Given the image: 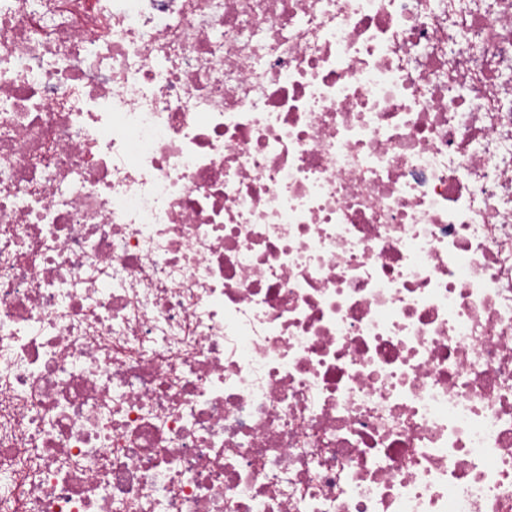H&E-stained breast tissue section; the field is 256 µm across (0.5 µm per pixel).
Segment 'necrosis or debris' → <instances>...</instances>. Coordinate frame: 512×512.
I'll list each match as a JSON object with an SVG mask.
<instances>
[{
	"label": "necrosis or debris",
	"mask_w": 512,
	"mask_h": 512,
	"mask_svg": "<svg viewBox=\"0 0 512 512\" xmlns=\"http://www.w3.org/2000/svg\"><path fill=\"white\" fill-rule=\"evenodd\" d=\"M0 512H512V0H0Z\"/></svg>",
	"instance_id": "obj_1"
}]
</instances>
